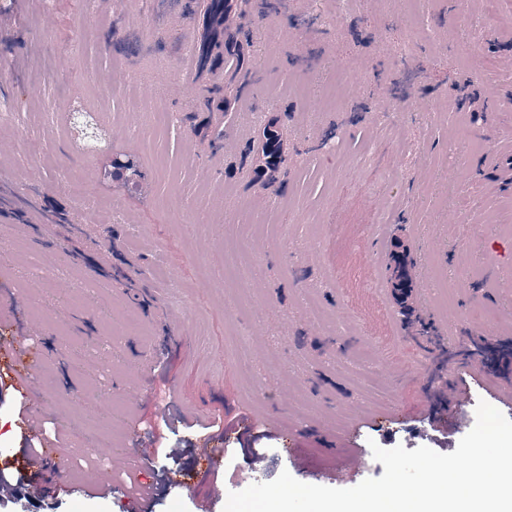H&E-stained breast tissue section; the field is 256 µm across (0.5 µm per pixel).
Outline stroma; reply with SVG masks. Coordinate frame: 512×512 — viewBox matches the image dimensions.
Wrapping results in <instances>:
<instances>
[{
	"label": "stroma",
	"instance_id": "stroma-1",
	"mask_svg": "<svg viewBox=\"0 0 512 512\" xmlns=\"http://www.w3.org/2000/svg\"><path fill=\"white\" fill-rule=\"evenodd\" d=\"M141 2L132 18L119 0H0L12 20L0 28V110L17 115L0 124L13 144L0 154V337L44 383L29 401L0 360V448L18 454L0 475L42 488L35 501L0 500V512H138V492L163 471L186 492L156 497L152 512H193L210 482L195 453L218 419L262 435L252 450L225 435V472L264 451L272 480L298 444L314 485L339 455L375 444L455 451L466 428L411 431L451 384L472 398L468 414L501 405L487 381L448 364L462 349L486 354L491 330L512 350V189L484 165L512 136V0H250L216 30L244 63L222 57L187 99L165 87L183 76L204 8ZM351 60L355 91L335 94L334 68ZM393 80L408 87L394 106ZM131 81L158 92L128 91ZM100 92L108 126L134 129L112 146L139 157V189L100 181L97 157L67 139L68 109ZM69 176L120 202L124 222L85 223L60 189ZM372 237L390 257L411 244L421 303L451 319L448 349L415 352L374 300ZM173 313L181 343L168 337ZM370 378L393 387L389 406H369ZM28 412L59 450L51 466L22 456ZM148 424L182 456L154 452ZM92 439L107 450L87 459ZM101 471L117 487L107 500L93 486Z\"/></svg>",
	"mask_w": 512,
	"mask_h": 512
}]
</instances>
